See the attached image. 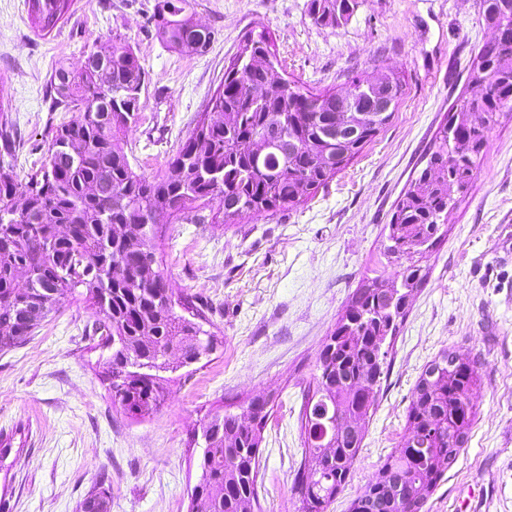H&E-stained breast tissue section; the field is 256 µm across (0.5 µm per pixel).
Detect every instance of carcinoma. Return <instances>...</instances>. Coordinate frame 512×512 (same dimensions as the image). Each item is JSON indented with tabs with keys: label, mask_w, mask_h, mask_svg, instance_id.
I'll use <instances>...</instances> for the list:
<instances>
[{
	"label": "carcinoma",
	"mask_w": 512,
	"mask_h": 512,
	"mask_svg": "<svg viewBox=\"0 0 512 512\" xmlns=\"http://www.w3.org/2000/svg\"><path fill=\"white\" fill-rule=\"evenodd\" d=\"M69 0H28L35 25L55 26ZM358 0H309L321 26L348 21ZM485 24L505 37L480 47L472 79L487 89L461 97L437 133L426 164L395 205L383 256L401 268V280L366 276L351 294L318 358L315 388L307 395L302 424L304 457L292 486L295 512H327L344 490L364 437L362 422L374 404L398 323L409 298L427 277L423 262L441 240L448 213L467 195L480 168L489 131L512 112V0H479ZM168 47L202 52L213 37L186 13V0H158L152 15ZM101 61L92 69L61 65L51 76L54 105L78 112L63 122L48 147L41 176L27 181L0 164V351L30 336L63 299L78 289L95 307L94 331L112 348L108 362L112 404L134 418L157 410L163 396L157 372L175 370L167 360L200 355L203 329L176 311L195 304L173 300L154 269L163 226L194 221L211 204L224 222L244 214L293 208L345 169L372 141L387 119L338 133L339 93H313L290 82L273 63L263 35L248 39L224 71L212 99L211 119L201 118L164 172L136 173L124 149L135 122L146 72L131 45L115 39L87 52ZM383 82L394 97L403 79L378 71L352 76L359 111H368L362 90ZM267 88L262 102L255 89ZM284 115L280 140L272 143L270 117ZM13 154L12 122L0 118V155ZM420 374L407 408L404 434L376 476L351 502L350 512H420L427 496L456 462L468 442L476 411L471 400L480 381L474 362L452 372L432 366ZM144 362L151 373L129 375ZM269 401L253 397L240 413L224 411L205 420L201 475L190 512H254L263 431ZM111 489L103 485L82 503V512H107Z\"/></svg>",
	"instance_id": "obj_1"
}]
</instances>
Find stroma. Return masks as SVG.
Wrapping results in <instances>:
<instances>
[{
  "mask_svg": "<svg viewBox=\"0 0 512 512\" xmlns=\"http://www.w3.org/2000/svg\"><path fill=\"white\" fill-rule=\"evenodd\" d=\"M154 3L73 0L41 31L26 0H0V108L14 124L19 177L40 170L54 128L71 119L51 109L53 69L117 36L146 72L125 151L149 177L164 170L249 37L268 34L283 75L309 91H338L379 68L400 74L405 93L361 154L298 207L230 224L206 209L200 223L168 227L157 267L174 295L202 306L201 326L216 347L162 373L165 401L152 415L136 419L113 406L111 351L100 346L95 309L82 294L67 296L26 344L0 352V433L19 445L0 457V498L10 512H80L101 482L112 492L110 512H188L202 456L192 432L267 392L273 408L256 512H294L301 416L321 345L376 267L395 204L424 167L437 129L460 96L476 93L472 61L492 36L476 0H358L335 27L315 24L308 0H190L214 37L205 52L184 53L157 37ZM447 228L389 349L349 483L328 512H348L397 447L412 389L445 349L480 366L476 417L422 512H512V112L491 131Z\"/></svg>",
  "mask_w": 512,
  "mask_h": 512,
  "instance_id": "obj_1",
  "label": "stroma"
}]
</instances>
